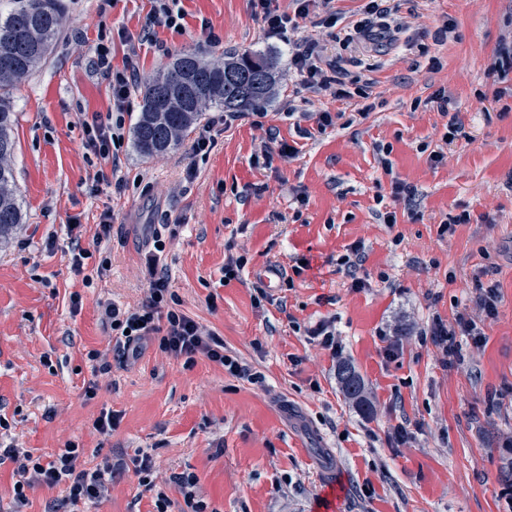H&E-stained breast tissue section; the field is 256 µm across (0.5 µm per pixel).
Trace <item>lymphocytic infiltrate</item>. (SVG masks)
Masks as SVG:
<instances>
[{"label":"lymphocytic infiltrate","instance_id":"lymphocytic-infiltrate-1","mask_svg":"<svg viewBox=\"0 0 512 512\" xmlns=\"http://www.w3.org/2000/svg\"><path fill=\"white\" fill-rule=\"evenodd\" d=\"M295 2V13L290 16L279 12L274 0H253L267 34L287 39L296 19L310 16L312 0ZM289 64L300 75L302 90L312 93L329 90L336 99L349 98V91L339 87L336 78L329 76L325 69L322 49L316 40L293 45ZM92 65L102 71L112 87L114 110L107 114L96 112L84 118L85 147L101 159L113 160L125 139L124 104L139 81L138 68L131 58L126 59L122 68L113 67L111 49L104 44L96 47ZM105 314L117 336L116 360L112 363L103 361L101 353L96 350L88 353L90 360L99 362L102 371H110L115 365L126 366L129 360L139 358L143 340L154 338L161 350L181 359L185 368H193L197 357L203 356L221 365L226 373L236 379L252 384L261 379L260 374L238 356L227 354L224 340L219 334L182 311L179 299L170 290L167 269L158 264L149 266L148 294L139 306L123 309L110 304L106 306ZM421 336L441 349L444 362L449 365L459 359L463 340L479 344L483 332L479 321L461 313L451 324L440 316H433ZM83 454V449L72 443L46 458L9 446L0 448V464L9 461L15 465L13 494L17 505L27 504V489L42 484L64 486L65 500L69 505L87 506L108 493L115 471L108 462L93 468L86 467Z\"/></svg>","mask_w":512,"mask_h":512}]
</instances>
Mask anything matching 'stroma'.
I'll return each mask as SVG.
<instances>
[{
  "instance_id": "1",
  "label": "stroma",
  "mask_w": 512,
  "mask_h": 512,
  "mask_svg": "<svg viewBox=\"0 0 512 512\" xmlns=\"http://www.w3.org/2000/svg\"><path fill=\"white\" fill-rule=\"evenodd\" d=\"M63 4L47 61L14 92L24 222L0 247V444L42 455L73 442L87 466L123 460L91 512H156L159 489L169 512H182L171 481L182 472L196 475L210 512H512V479L504 477L512 463V70L494 69L512 45V0H420L414 16L401 0L405 31L361 55L339 46L335 29L301 23L298 37L325 45L337 66L358 75L374 65L369 98L347 103L296 93L289 47L268 37L251 0H181L180 29L150 26L152 0ZM448 20L451 37L442 31ZM101 40L113 66L137 52L144 82L183 53L222 61L261 52L276 63L275 95L263 120L246 115L218 135L209 156H191L185 142L143 158L127 141L111 163L85 150L81 117L112 106L108 80L90 63ZM439 91L462 121L448 145L447 119L427 103ZM291 105L307 113V128L320 111L339 118L304 139L283 116ZM366 105L363 120L357 111ZM283 141L297 147L295 157L278 156ZM380 146L390 150L391 172ZM265 148L268 165L259 160ZM438 148L437 165L429 153ZM394 178L417 187L416 214L391 198ZM298 192L308 200L301 208ZM107 209L104 237L99 217ZM379 209L396 212V224L380 223ZM464 211L470 222L440 236L447 216ZM174 219L177 235L155 251L154 226ZM357 241L368 279L358 290L336 271ZM76 242L87 252L79 272ZM229 249L248 263L228 282ZM153 258L167 268L182 309L262 382L237 380L203 356L185 368L154 340L121 369L103 372L88 359L114 345L103 304L139 305ZM301 258L309 269L286 283ZM272 265L283 276L256 301L254 285ZM490 266L500 283L498 315L486 321L483 344L444 367L420 332L433 315L474 311ZM323 319L333 322L341 355L306 336L305 327ZM392 342L400 352L388 359L383 349ZM342 360L361 375L372 413L341 390ZM495 391L501 403L489 400ZM109 410L120 421L104 436L93 422ZM401 423L411 432L403 445L391 438ZM141 450L153 458L152 492L131 465ZM13 483L12 464L0 465V512H55L65 496L63 487L37 485L20 510Z\"/></svg>"
}]
</instances>
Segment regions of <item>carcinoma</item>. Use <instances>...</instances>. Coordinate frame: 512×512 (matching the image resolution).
<instances>
[{
  "instance_id": "cac0c4a2",
  "label": "carcinoma",
  "mask_w": 512,
  "mask_h": 512,
  "mask_svg": "<svg viewBox=\"0 0 512 512\" xmlns=\"http://www.w3.org/2000/svg\"><path fill=\"white\" fill-rule=\"evenodd\" d=\"M63 21L62 0H9L0 10V240L22 223L21 202L12 169L14 112L12 91L38 68L51 50ZM275 70L266 56L251 52L229 62L182 54L149 80L143 109L133 127V148L143 157L177 148L203 112L219 108L246 112L270 101ZM337 378L345 396L366 413L371 406L355 368L343 362Z\"/></svg>"
}]
</instances>
